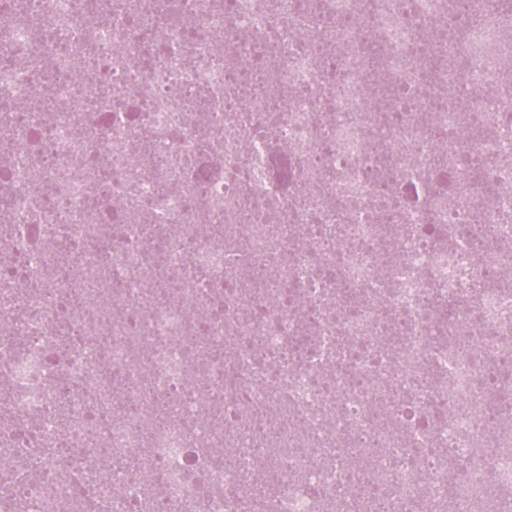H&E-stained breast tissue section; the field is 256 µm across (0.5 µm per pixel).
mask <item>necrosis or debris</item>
<instances>
[{
  "instance_id": "1",
  "label": "necrosis or debris",
  "mask_w": 512,
  "mask_h": 512,
  "mask_svg": "<svg viewBox=\"0 0 512 512\" xmlns=\"http://www.w3.org/2000/svg\"><path fill=\"white\" fill-rule=\"evenodd\" d=\"M4 11L0 512L512 506V88L428 73L447 0Z\"/></svg>"
}]
</instances>
